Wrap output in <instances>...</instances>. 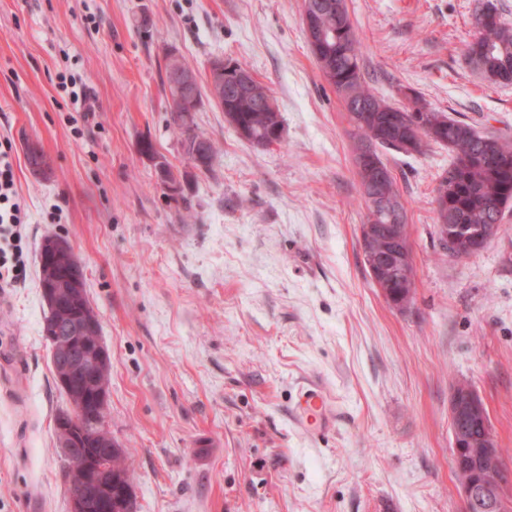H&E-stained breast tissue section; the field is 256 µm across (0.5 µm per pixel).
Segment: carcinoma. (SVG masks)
Listing matches in <instances>:
<instances>
[{"label": "carcinoma", "mask_w": 512, "mask_h": 512, "mask_svg": "<svg viewBox=\"0 0 512 512\" xmlns=\"http://www.w3.org/2000/svg\"><path fill=\"white\" fill-rule=\"evenodd\" d=\"M329 0H304L303 12L313 14L315 27L332 34L327 50L319 51L316 61L326 79L342 99L346 112H367L370 118L352 130L354 151L368 150L378 164L383 160L378 148L409 155L420 154L404 148L403 117L417 112L428 126L426 140L448 148L451 160L440 176L433 197L440 240L448 243V225L486 227L501 223L504 211L512 206V141L477 130L473 125L448 117L428 106L415 90L407 89L413 106L398 107L378 97L365 80L361 49L354 34L346 0L341 10L326 6ZM478 35L468 43L466 60L473 70L491 84L512 83V29L503 25L494 0H478L475 10ZM271 95L268 86L255 79L249 90L224 93V114L250 132L249 143L265 147L275 125L273 114L261 103ZM169 124L180 136L184 154L191 151V128L181 113L170 112Z\"/></svg>", "instance_id": "cac0c4a2"}]
</instances>
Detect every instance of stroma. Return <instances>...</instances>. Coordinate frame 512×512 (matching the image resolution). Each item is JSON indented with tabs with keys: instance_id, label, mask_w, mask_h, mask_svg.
Returning a JSON list of instances; mask_svg holds the SVG:
<instances>
[{
	"instance_id": "obj_1",
	"label": "stroma",
	"mask_w": 512,
	"mask_h": 512,
	"mask_svg": "<svg viewBox=\"0 0 512 512\" xmlns=\"http://www.w3.org/2000/svg\"><path fill=\"white\" fill-rule=\"evenodd\" d=\"M477 0H347L365 77L512 139V84L466 62ZM303 0H0V137L30 222L27 279L0 295V512H69L54 436L68 408L42 334L37 253L65 237L111 357L107 424L138 512H462L449 400L482 399L512 498V209L477 255L444 248L430 204L446 148L383 151L408 215L413 300L362 258L365 206L343 101L311 52ZM208 82L233 58L269 86L282 142L256 148L203 97L217 156L192 169L169 127L165 53ZM85 85L75 124L57 87ZM151 141L153 155L141 154ZM37 145L53 172L27 164ZM164 161L182 184L169 196ZM336 421L299 435V385Z\"/></svg>"
}]
</instances>
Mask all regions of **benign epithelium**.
<instances>
[{
	"label": "benign epithelium",
	"mask_w": 512,
	"mask_h": 512,
	"mask_svg": "<svg viewBox=\"0 0 512 512\" xmlns=\"http://www.w3.org/2000/svg\"><path fill=\"white\" fill-rule=\"evenodd\" d=\"M171 89L168 90L169 104L182 112L185 120H190L200 106L198 80L195 72L187 71L180 65L177 53L170 55ZM251 74L240 70L236 64L224 57H216L209 64V90L228 86L240 91L250 84ZM30 169L33 174L48 178L51 166L44 154L36 146L29 149ZM190 163L203 170L209 163L207 142L196 139L189 154ZM386 180V170L375 164L366 170V183L369 187V204L376 206L375 195ZM384 236L389 249L378 253L370 248L376 235ZM364 244V261L374 275V282L383 296L394 307L401 309L406 301H396L386 289L377 270H387L395 280L403 281L410 265V254L404 243L400 224H367L361 231ZM41 260L47 268L41 290L46 304L56 312L63 308L69 312L66 321L53 325L46 332L45 339L51 349L53 363L60 367L59 384L76 392L75 403L69 411L57 416L54 429L57 445L61 448L67 463L77 468L80 478L69 484L71 512H124L125 501L130 499L131 484L126 474L114 475L103 461L112 456L117 448L112 436L104 433L98 424L85 422L90 407L104 408L107 405L108 389L103 377L104 369L110 362V354L101 337L99 320L87 317L79 309L75 290L83 284V270L70 243L63 236L48 237L41 251ZM449 419L452 438V465L471 473L462 481L461 495L464 512L473 507L480 512H512V501L505 498L496 484H489L482 476L494 474L500 467L498 444L489 425L484 403L470 386L458 385L454 388L449 402ZM482 426L477 435L473 426ZM89 437L98 440L100 451L96 455L77 454L79 440Z\"/></svg>",
	"instance_id": "1"
}]
</instances>
